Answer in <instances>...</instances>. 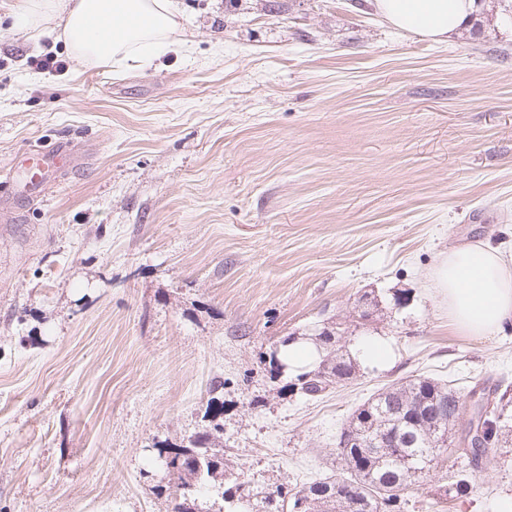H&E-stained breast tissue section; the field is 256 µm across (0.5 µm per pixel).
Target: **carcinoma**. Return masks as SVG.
<instances>
[{"instance_id": "1", "label": "carcinoma", "mask_w": 512, "mask_h": 512, "mask_svg": "<svg viewBox=\"0 0 512 512\" xmlns=\"http://www.w3.org/2000/svg\"><path fill=\"white\" fill-rule=\"evenodd\" d=\"M339 341L336 328L324 332L320 364L296 374L288 389L316 399L335 386L350 382L356 375V364L337 347ZM442 404L454 412L462 407L463 399L457 389L429 377L420 376L379 390L353 412L336 437L341 476L307 483L295 493L280 487L271 492L250 489L245 503L238 494L243 483L228 488L216 484L228 468L224 449L216 444L217 436L207 432L201 443L190 438L184 445L168 444L159 449V457L174 479L170 486L172 512H202L199 498L214 487L221 489V498L233 506L232 512H402L404 491L448 451L431 437L427 417ZM508 431L512 433V416L496 405L482 422V441L476 442L468 432H461L456 445L469 466L450 472L445 495L466 496L479 486L473 471L478 468L481 454L497 445ZM358 436H379L385 444L372 448L348 446ZM192 451L200 456L201 465L191 461Z\"/></svg>"}]
</instances>
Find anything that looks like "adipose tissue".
<instances>
[{"mask_svg": "<svg viewBox=\"0 0 512 512\" xmlns=\"http://www.w3.org/2000/svg\"><path fill=\"white\" fill-rule=\"evenodd\" d=\"M375 7L395 27L442 42L472 19L477 2L375 0ZM18 14L31 29L57 31L84 66L137 61L176 43L182 30L174 0H20ZM432 279L459 334L485 337L512 326V257L499 247L481 241L450 249Z\"/></svg>", "mask_w": 512, "mask_h": 512, "instance_id": "1", "label": "adipose tissue"}]
</instances>
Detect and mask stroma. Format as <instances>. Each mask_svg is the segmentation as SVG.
Returning <instances> with one entry per match:
<instances>
[{
	"label": "stroma",
	"mask_w": 512,
	"mask_h": 512,
	"mask_svg": "<svg viewBox=\"0 0 512 512\" xmlns=\"http://www.w3.org/2000/svg\"><path fill=\"white\" fill-rule=\"evenodd\" d=\"M12 2L0 189L27 150L67 142L76 162L0 219V512H171L159 447L216 425L225 485L295 491L340 473L337 434L388 384L512 389V327L459 335L430 285L451 246L512 253L498 0L445 42L370 0H176L183 42L140 69L79 67ZM338 324L387 361L319 400L287 390L295 368L271 375L284 337ZM456 458L403 512H512V436L451 500Z\"/></svg>",
	"instance_id": "stroma-1"
}]
</instances>
